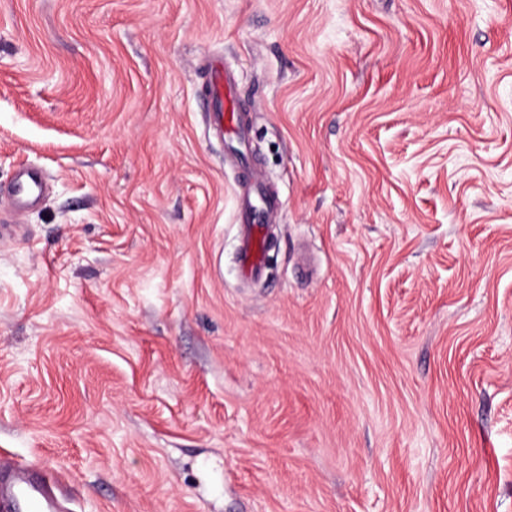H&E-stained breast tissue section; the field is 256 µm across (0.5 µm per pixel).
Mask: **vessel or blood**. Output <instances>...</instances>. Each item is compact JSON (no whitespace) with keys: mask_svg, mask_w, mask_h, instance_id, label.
<instances>
[{"mask_svg":"<svg viewBox=\"0 0 512 512\" xmlns=\"http://www.w3.org/2000/svg\"><path fill=\"white\" fill-rule=\"evenodd\" d=\"M232 80L223 67L208 71L204 99L213 124L228 133H243L241 116L229 105ZM45 189L41 171L32 166L20 168L6 191L15 212L33 206ZM278 195L269 193L253 171L239 174L237 192L238 223L241 227L239 261L255 278L265 274V234L274 216L281 210ZM59 478L46 473L10 470L0 480V512H61L56 489Z\"/></svg>","mask_w":512,"mask_h":512,"instance_id":"vessel-or-blood-1","label":"vessel or blood"}]
</instances>
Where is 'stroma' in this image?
Returning a JSON list of instances; mask_svg holds the SVG:
<instances>
[{
	"label": "stroma",
	"instance_id": "1",
	"mask_svg": "<svg viewBox=\"0 0 512 512\" xmlns=\"http://www.w3.org/2000/svg\"><path fill=\"white\" fill-rule=\"evenodd\" d=\"M2 224L0 457L69 512H512V0H0ZM232 80L224 71V66L210 65L206 82L204 99L210 121L224 134L244 135L246 130L242 126L241 116L229 105V96L232 89ZM45 189L41 171L33 166L20 168L6 191L12 209L21 213L33 206ZM256 196L260 204L256 203ZM281 208L279 195L267 192L257 174L249 169L240 172L237 192V224L241 226L239 261L257 279H261L266 270V229Z\"/></svg>",
	"mask_w": 512,
	"mask_h": 512
}]
</instances>
